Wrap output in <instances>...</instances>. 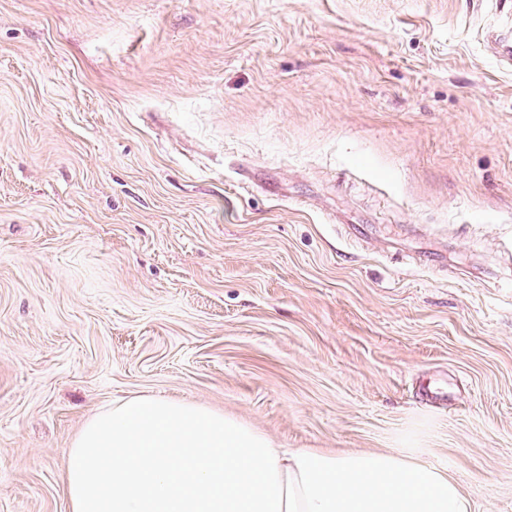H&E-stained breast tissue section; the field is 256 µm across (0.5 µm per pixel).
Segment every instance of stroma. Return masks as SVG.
Segmentation results:
<instances>
[{"instance_id":"obj_1","label":"stroma","mask_w":512,"mask_h":512,"mask_svg":"<svg viewBox=\"0 0 512 512\" xmlns=\"http://www.w3.org/2000/svg\"><path fill=\"white\" fill-rule=\"evenodd\" d=\"M495 0H0V512L154 394L416 451L512 512Z\"/></svg>"}]
</instances>
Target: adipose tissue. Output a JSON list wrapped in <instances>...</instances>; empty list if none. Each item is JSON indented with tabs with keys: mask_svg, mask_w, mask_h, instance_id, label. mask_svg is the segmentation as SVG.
Here are the masks:
<instances>
[{
	"mask_svg": "<svg viewBox=\"0 0 512 512\" xmlns=\"http://www.w3.org/2000/svg\"><path fill=\"white\" fill-rule=\"evenodd\" d=\"M70 512H471L447 470L405 453L274 447L201 404L133 396L83 426Z\"/></svg>",
	"mask_w": 512,
	"mask_h": 512,
	"instance_id": "obj_1",
	"label": "adipose tissue"
}]
</instances>
